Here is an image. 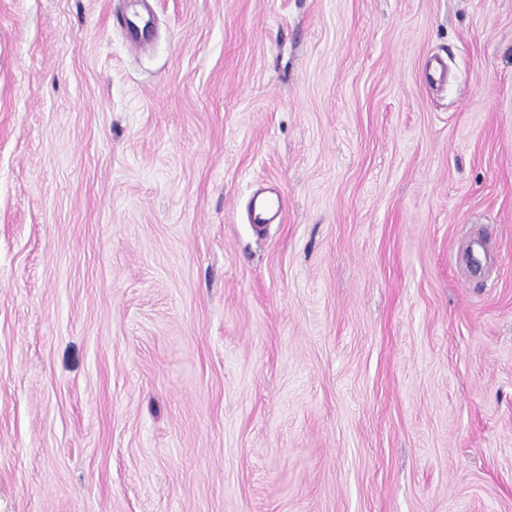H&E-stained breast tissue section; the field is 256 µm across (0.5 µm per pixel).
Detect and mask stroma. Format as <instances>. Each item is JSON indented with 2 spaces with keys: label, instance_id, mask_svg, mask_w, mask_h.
I'll return each instance as SVG.
<instances>
[{
  "label": "stroma",
  "instance_id": "stroma-1",
  "mask_svg": "<svg viewBox=\"0 0 512 512\" xmlns=\"http://www.w3.org/2000/svg\"><path fill=\"white\" fill-rule=\"evenodd\" d=\"M0 512H512V0H0ZM281 207V201L277 197H256L251 205V220L254 224H265L271 218L272 211Z\"/></svg>",
  "mask_w": 512,
  "mask_h": 512
}]
</instances>
